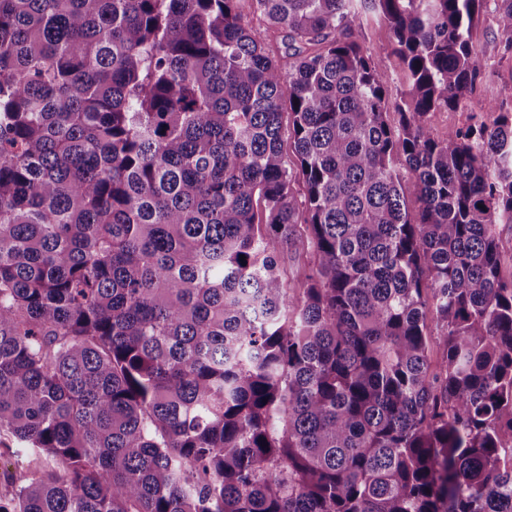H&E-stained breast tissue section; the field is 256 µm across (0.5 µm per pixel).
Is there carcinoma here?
I'll return each instance as SVG.
<instances>
[{
    "label": "carcinoma",
    "mask_w": 512,
    "mask_h": 512,
    "mask_svg": "<svg viewBox=\"0 0 512 512\" xmlns=\"http://www.w3.org/2000/svg\"><path fill=\"white\" fill-rule=\"evenodd\" d=\"M239 2L0 0V512H512L484 0ZM504 38L497 25V2L486 0L474 31V43L485 64L486 75L468 90L462 103L437 113L433 122V133L441 136L448 129L466 128L491 104L501 101L511 104L512 58L502 56ZM352 25L355 30L361 31V39L369 48L376 70L390 79L389 88L395 94L402 87V73L399 61L392 52L387 30L365 14L354 18ZM18 448L6 450L0 448V497L6 498L11 493V485L13 480V473L15 471V462H23L31 470L39 468V464L34 457L27 454V452H17Z\"/></svg>",
    "instance_id": "cac0c4a2"
}]
</instances>
